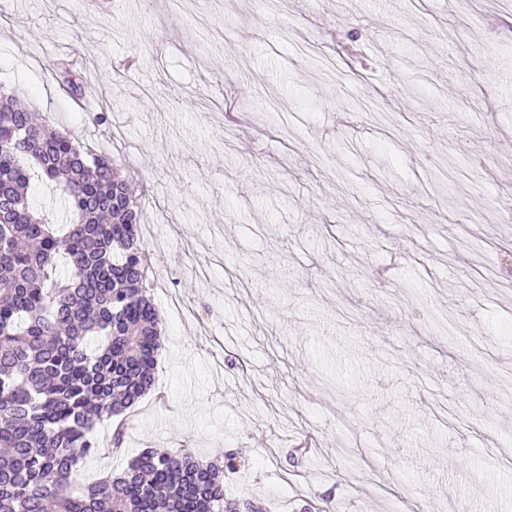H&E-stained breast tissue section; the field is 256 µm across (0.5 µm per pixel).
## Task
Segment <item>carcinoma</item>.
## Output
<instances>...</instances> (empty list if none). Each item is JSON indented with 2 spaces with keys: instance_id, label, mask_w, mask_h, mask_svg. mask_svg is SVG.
I'll use <instances>...</instances> for the list:
<instances>
[{
  "instance_id": "carcinoma-1",
  "label": "carcinoma",
  "mask_w": 512,
  "mask_h": 512,
  "mask_svg": "<svg viewBox=\"0 0 512 512\" xmlns=\"http://www.w3.org/2000/svg\"><path fill=\"white\" fill-rule=\"evenodd\" d=\"M51 74L65 101L82 98L70 66ZM34 179L64 200L68 223L31 210ZM140 220L110 157L0 90V512H239L224 498L237 468L187 448H144L119 475L78 481L99 452L95 425L111 421L108 451L120 452L128 411L155 384L162 321Z\"/></svg>"
}]
</instances>
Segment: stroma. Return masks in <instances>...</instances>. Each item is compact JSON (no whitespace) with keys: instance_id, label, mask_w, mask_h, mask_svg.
<instances>
[{"instance_id":"obj_1","label":"stroma","mask_w":512,"mask_h":512,"mask_svg":"<svg viewBox=\"0 0 512 512\" xmlns=\"http://www.w3.org/2000/svg\"><path fill=\"white\" fill-rule=\"evenodd\" d=\"M0 87L144 213L164 349L83 481L187 447L263 512H512V0H0ZM51 74L58 88L63 93L65 101L76 103L82 98L84 82L69 65L54 63L51 68Z\"/></svg>"}]
</instances>
